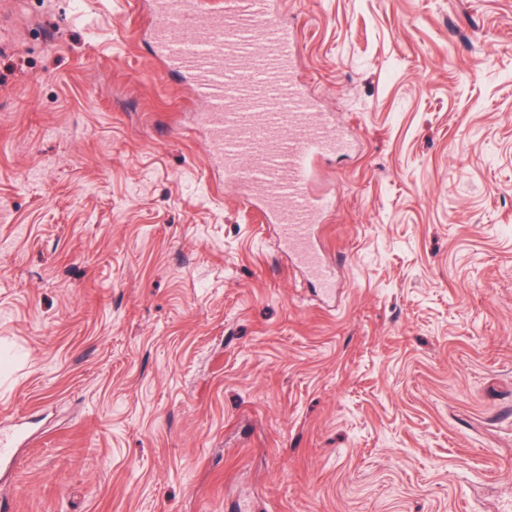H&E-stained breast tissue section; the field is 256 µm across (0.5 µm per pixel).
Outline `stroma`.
I'll use <instances>...</instances> for the list:
<instances>
[{
	"mask_svg": "<svg viewBox=\"0 0 512 512\" xmlns=\"http://www.w3.org/2000/svg\"><path fill=\"white\" fill-rule=\"evenodd\" d=\"M0 0L12 512H512V0H283L355 140L324 301L150 0Z\"/></svg>",
	"mask_w": 512,
	"mask_h": 512,
	"instance_id": "35a3bbf8",
	"label": "stroma"
}]
</instances>
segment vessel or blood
Returning <instances> with one entry per match:
<instances>
[{
	"label": "vessel or blood",
	"mask_w": 512,
	"mask_h": 512,
	"mask_svg": "<svg viewBox=\"0 0 512 512\" xmlns=\"http://www.w3.org/2000/svg\"><path fill=\"white\" fill-rule=\"evenodd\" d=\"M151 33L156 57L185 74L205 105L225 182L249 187L246 203L333 294L334 273L312 240L331 201L311 184L317 161L350 151L352 141L298 76L297 29L275 0H153ZM24 433L19 422L0 431V467Z\"/></svg>",
	"instance_id": "b4317fda"
}]
</instances>
